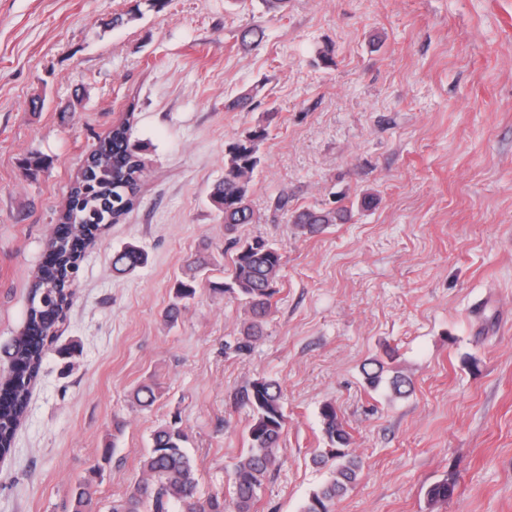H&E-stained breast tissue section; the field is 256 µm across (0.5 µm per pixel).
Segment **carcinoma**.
I'll return each instance as SVG.
<instances>
[{"label":"carcinoma","mask_w":512,"mask_h":512,"mask_svg":"<svg viewBox=\"0 0 512 512\" xmlns=\"http://www.w3.org/2000/svg\"><path fill=\"white\" fill-rule=\"evenodd\" d=\"M130 119L114 126L91 151V162L69 191V205L61 211L52 228L46 249L48 258L38 268L32 293L49 289L46 305L27 313L23 334L0 347V355L17 368L14 379L0 384V455L10 451L15 433L25 414L30 384L41 369L49 349L50 332L64 320L71 303V286L79 270L83 250L96 238L101 223L97 214L109 215L117 223L130 210L137 194L138 181L145 168L140 148L130 143ZM266 129L257 127L229 145L224 158V178L210 193L226 224H251L254 211L249 203V175L261 164L260 145ZM277 215L287 223L314 234L327 224H344L351 217L345 208H292L288 194L281 192L272 203ZM236 250L229 280L217 291L235 294L245 300L254 318L244 333L238 349H250L259 335V320L271 309L277 293L281 253L265 239L255 237L234 242ZM146 263L145 253L127 245L112 257V267L119 273H131ZM205 261L196 258L187 263L188 278L175 283L174 301L165 311L174 322L181 312L180 302L195 295L197 274ZM159 394L158 387L143 385L135 392L138 404L147 408ZM245 401L253 412L249 427L250 447L235 464L233 501L235 512H253L267 473L276 464L277 452L285 426L282 391L274 379L253 381L245 391ZM320 417L326 446L313 452L311 461L330 470V479L310 492L300 512H335L336 499L347 492L360 468L358 458L350 452V435L336 406L326 403ZM181 428L169 424L156 429L151 447L142 457L146 478L131 486L112 501V512H225L224 497L200 492L193 462L182 446ZM454 485L441 481L427 491L433 503L451 498ZM91 483L79 480L71 500L72 512H92Z\"/></svg>","instance_id":"cac0c4a2"}]
</instances>
